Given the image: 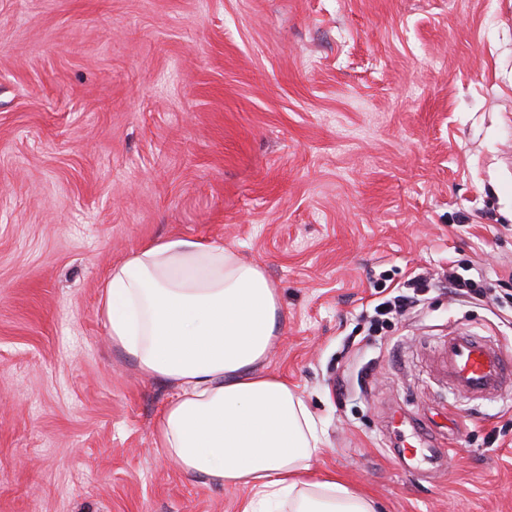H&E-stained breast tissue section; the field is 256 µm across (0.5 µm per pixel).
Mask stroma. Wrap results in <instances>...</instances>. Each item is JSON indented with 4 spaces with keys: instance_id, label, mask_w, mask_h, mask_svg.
Returning a JSON list of instances; mask_svg holds the SVG:
<instances>
[{
    "instance_id": "obj_1",
    "label": "stroma",
    "mask_w": 512,
    "mask_h": 512,
    "mask_svg": "<svg viewBox=\"0 0 512 512\" xmlns=\"http://www.w3.org/2000/svg\"><path fill=\"white\" fill-rule=\"evenodd\" d=\"M169 235L279 288L262 369L312 412L317 470L382 512H512V389L435 372L452 331L512 355V0H0V512H239L161 456L173 389L97 312ZM448 283L454 294L460 297H470L473 299L487 298L485 288L480 285V279L475 278H459L449 275ZM415 285L414 288L407 289L411 291L399 292L374 306L375 316L372 326H375V330L389 327L392 320L406 315L421 303L424 292L427 290V279L417 278Z\"/></svg>"
}]
</instances>
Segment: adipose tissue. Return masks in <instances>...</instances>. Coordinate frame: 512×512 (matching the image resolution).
<instances>
[{"label": "adipose tissue", "instance_id": "obj_1", "mask_svg": "<svg viewBox=\"0 0 512 512\" xmlns=\"http://www.w3.org/2000/svg\"><path fill=\"white\" fill-rule=\"evenodd\" d=\"M97 311L115 347L174 388L161 455L203 483L248 489L241 512H379L325 473L318 426L286 379L262 372L280 334L279 290L235 247L172 235L112 268Z\"/></svg>", "mask_w": 512, "mask_h": 512}]
</instances>
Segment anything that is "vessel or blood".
I'll list each match as a JSON object with an SVG mask.
<instances>
[{
	"label": "vessel or blood",
	"instance_id": "b4317fda",
	"mask_svg": "<svg viewBox=\"0 0 512 512\" xmlns=\"http://www.w3.org/2000/svg\"><path fill=\"white\" fill-rule=\"evenodd\" d=\"M442 359L449 384L465 396H491L512 384V357L470 334L450 336L444 344Z\"/></svg>",
	"mask_w": 512,
	"mask_h": 512
}]
</instances>
